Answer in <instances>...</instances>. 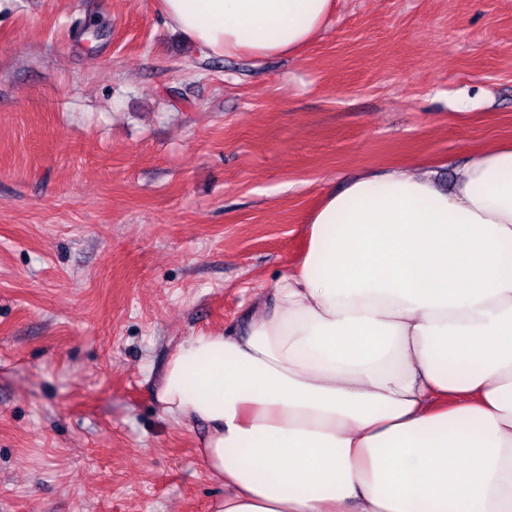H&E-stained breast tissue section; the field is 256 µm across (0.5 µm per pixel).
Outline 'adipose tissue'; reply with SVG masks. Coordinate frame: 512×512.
Instances as JSON below:
<instances>
[{"instance_id":"obj_1","label":"adipose tissue","mask_w":512,"mask_h":512,"mask_svg":"<svg viewBox=\"0 0 512 512\" xmlns=\"http://www.w3.org/2000/svg\"><path fill=\"white\" fill-rule=\"evenodd\" d=\"M335 0H160L215 56H294ZM157 401L202 422L211 512H512V143L450 191L368 172L328 192L242 334L192 336Z\"/></svg>"}]
</instances>
